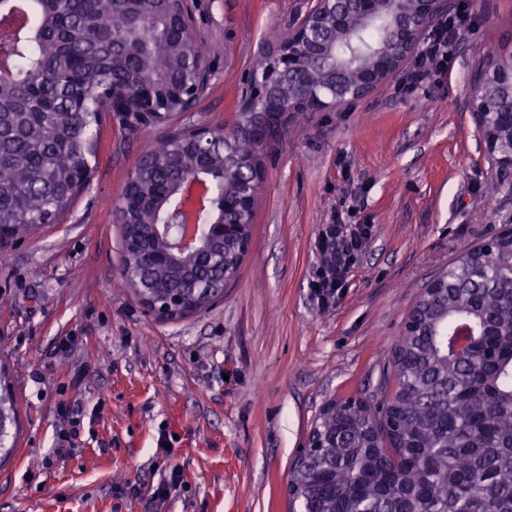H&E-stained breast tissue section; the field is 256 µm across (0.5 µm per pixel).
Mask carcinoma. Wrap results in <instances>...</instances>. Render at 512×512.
Here are the masks:
<instances>
[{
    "mask_svg": "<svg viewBox=\"0 0 512 512\" xmlns=\"http://www.w3.org/2000/svg\"><path fill=\"white\" fill-rule=\"evenodd\" d=\"M175 0H0V224L31 230L51 224L86 188L74 176L93 172L102 116L115 113L137 131L159 125L137 107L139 93L171 122L198 83L210 47L187 40ZM386 35L378 20L350 34L328 18L316 47L291 80L314 83L319 58L349 60ZM257 60L249 82L252 112L236 115L206 157L192 140L166 136L143 153L115 210L129 226L122 238L123 277L150 303L180 309L206 304L239 271L249 237L209 242L203 259L159 266L146 256L180 237L178 185L193 171L211 197L254 189L251 165L284 133L274 114L291 106L273 94ZM233 224L237 213L209 202L197 225ZM468 328L475 348L453 347ZM394 388L371 405L327 404L290 472L289 512H512V229L448 263L408 314L391 350Z\"/></svg>",
    "mask_w": 512,
    "mask_h": 512,
    "instance_id": "1",
    "label": "carcinoma"
}]
</instances>
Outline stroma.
Wrapping results in <instances>:
<instances>
[{"label": "stroma", "instance_id": "1", "mask_svg": "<svg viewBox=\"0 0 512 512\" xmlns=\"http://www.w3.org/2000/svg\"><path fill=\"white\" fill-rule=\"evenodd\" d=\"M316 0H188L214 46L209 85L178 127L231 124L267 37ZM447 74L405 73L329 112L292 119L268 150L251 242L207 311L147 314L122 276L114 208L152 126L106 116L89 188L55 224L5 249L0 364L20 430L0 464V512H288V472L329 401L378 396L390 349L429 282L512 228V190L468 106L472 74L512 39V0H475ZM371 232L344 288L319 301L325 225ZM80 419L76 450L57 435ZM181 473L163 509L149 491Z\"/></svg>", "mask_w": 512, "mask_h": 512}]
</instances>
